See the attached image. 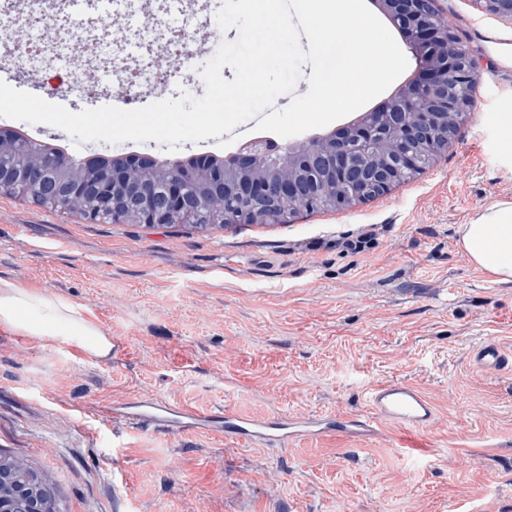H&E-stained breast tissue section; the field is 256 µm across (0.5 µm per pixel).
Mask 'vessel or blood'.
<instances>
[{"label":"vessel or blood","instance_id":"vessel-or-blood-1","mask_svg":"<svg viewBox=\"0 0 512 512\" xmlns=\"http://www.w3.org/2000/svg\"><path fill=\"white\" fill-rule=\"evenodd\" d=\"M475 362L484 368L503 369L512 362L503 348L495 342L482 345L474 355ZM370 414L366 417H305L280 414L250 418L235 412L216 416L176 406L138 399L126 404L123 415L137 424L166 425L179 431L186 426L224 433L225 437L250 444L287 446L305 437H325L333 434L357 437L372 435L382 424L399 428L404 433L403 446L408 456L421 458L425 445L422 432L433 423L436 409L417 386L388 381L373 386L368 395Z\"/></svg>","mask_w":512,"mask_h":512}]
</instances>
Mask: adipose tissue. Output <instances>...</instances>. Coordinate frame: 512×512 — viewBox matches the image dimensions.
Instances as JSON below:
<instances>
[{
  "label": "adipose tissue",
  "mask_w": 512,
  "mask_h": 512,
  "mask_svg": "<svg viewBox=\"0 0 512 512\" xmlns=\"http://www.w3.org/2000/svg\"><path fill=\"white\" fill-rule=\"evenodd\" d=\"M460 245L471 263L500 282H512V201L490 203L460 225ZM0 326L24 336L76 345L107 358L112 339L68 300L0 279Z\"/></svg>",
  "instance_id": "1"
}]
</instances>
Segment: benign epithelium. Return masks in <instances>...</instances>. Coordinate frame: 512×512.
Masks as SVG:
<instances>
[{
    "instance_id": "1",
    "label": "benign epithelium",
    "mask_w": 512,
    "mask_h": 512,
    "mask_svg": "<svg viewBox=\"0 0 512 512\" xmlns=\"http://www.w3.org/2000/svg\"><path fill=\"white\" fill-rule=\"evenodd\" d=\"M486 11L512 19V0H475ZM408 37L419 61L417 75L384 102L336 131L289 148L267 160L270 139L260 138L191 163L158 161L131 153L112 163L81 168L67 154L45 151L29 138L0 128V192L72 213L88 221L193 224L205 229L228 220L266 224L302 208L344 207L379 196L448 148L459 122L471 111L463 97L478 80L476 63L463 48L437 0H379ZM53 21V0H33ZM0 512H51L35 473L26 483L0 459Z\"/></svg>"
}]
</instances>
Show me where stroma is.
Returning <instances> with one entry per match:
<instances>
[{
    "label": "stroma",
    "mask_w": 512,
    "mask_h": 512,
    "mask_svg": "<svg viewBox=\"0 0 512 512\" xmlns=\"http://www.w3.org/2000/svg\"><path fill=\"white\" fill-rule=\"evenodd\" d=\"M223 0H130L122 18L75 6V38H105L97 89L78 81L71 46L45 45L30 0L0 19V79L78 112L104 101L136 109L205 93L201 72L222 40ZM472 51L474 106L428 167L387 193L286 221L91 223L0 193V278L81 306L115 348H79L0 326V458L34 470L56 512H512V366L472 356L512 352V283L475 269L458 227L512 201V21L475 0H439ZM186 46L164 82L124 87L146 46L175 31ZM42 49L37 78L18 77L5 47ZM374 229L371 248L337 241ZM384 381L421 387L436 408L428 460L403 455L400 431L244 446L97 414L145 396L216 415H364ZM475 362L484 368L501 370L509 364V358L503 348L495 342L482 345L474 355Z\"/></svg>",
    "instance_id": "1"
}]
</instances>
